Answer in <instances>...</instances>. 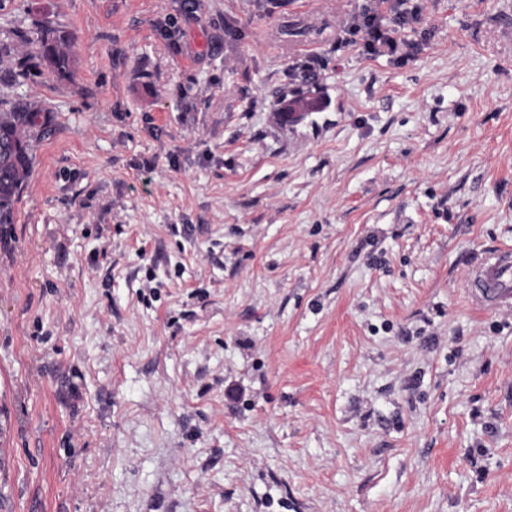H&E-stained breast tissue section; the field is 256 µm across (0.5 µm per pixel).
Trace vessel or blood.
Wrapping results in <instances>:
<instances>
[{"instance_id": "1", "label": "vessel or blood", "mask_w": 512, "mask_h": 512, "mask_svg": "<svg viewBox=\"0 0 512 512\" xmlns=\"http://www.w3.org/2000/svg\"><path fill=\"white\" fill-rule=\"evenodd\" d=\"M466 288L473 304L512 311V248L494 249L477 260L466 280Z\"/></svg>"}]
</instances>
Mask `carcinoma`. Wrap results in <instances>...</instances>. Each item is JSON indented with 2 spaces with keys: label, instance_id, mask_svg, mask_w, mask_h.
I'll list each match as a JSON object with an SVG mask.
<instances>
[{
  "label": "carcinoma",
  "instance_id": "carcinoma-1",
  "mask_svg": "<svg viewBox=\"0 0 512 512\" xmlns=\"http://www.w3.org/2000/svg\"><path fill=\"white\" fill-rule=\"evenodd\" d=\"M22 55L33 68L17 63L16 78L46 77L65 82L73 75L76 38L59 22L44 17L35 35L18 32ZM45 123L44 109L23 101L0 99V224L14 223L15 205L32 175V144Z\"/></svg>",
  "mask_w": 512,
  "mask_h": 512
}]
</instances>
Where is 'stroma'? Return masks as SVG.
I'll use <instances>...</instances> for the list:
<instances>
[{
  "instance_id": "stroma-1",
  "label": "stroma",
  "mask_w": 512,
  "mask_h": 512,
  "mask_svg": "<svg viewBox=\"0 0 512 512\" xmlns=\"http://www.w3.org/2000/svg\"><path fill=\"white\" fill-rule=\"evenodd\" d=\"M0 0L71 81L0 229V512H512V0ZM312 63L318 80L300 66ZM324 98L292 123L280 95ZM375 4L371 5L365 13L355 22L351 29V38L348 39V44L355 45L361 48L363 52L368 55H375L381 52V49H386L391 55H397V58L403 59L407 57L408 51H403L408 48L409 44L406 41L403 32L413 22H417L419 11L417 9L396 10V7L391 5L388 0L373 1ZM383 4L389 6L390 12L393 11V25L390 28H383L381 21L382 15L380 8ZM34 34L36 36H29L19 31L17 35L23 47L22 55L34 61L33 69L24 62H17L16 70L10 68L9 71L18 79L41 78L46 74L49 80L69 81L73 75L74 34L49 17L37 21ZM471 302L491 310L512 311V248L494 249L476 261L466 280Z\"/></svg>"
}]
</instances>
